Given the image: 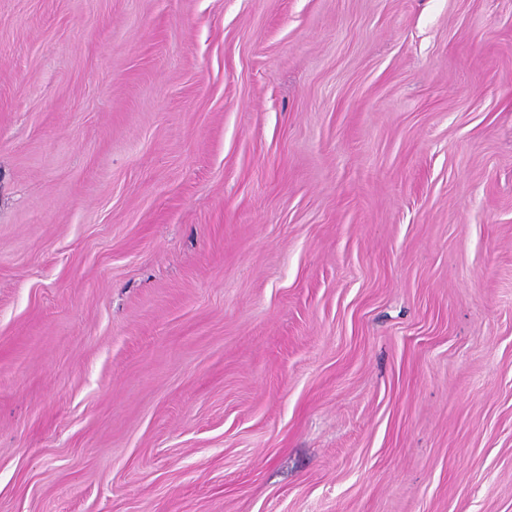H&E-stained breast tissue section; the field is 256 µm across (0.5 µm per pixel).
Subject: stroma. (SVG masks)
<instances>
[{
    "mask_svg": "<svg viewBox=\"0 0 512 512\" xmlns=\"http://www.w3.org/2000/svg\"><path fill=\"white\" fill-rule=\"evenodd\" d=\"M0 512H512V0H0Z\"/></svg>",
    "mask_w": 512,
    "mask_h": 512,
    "instance_id": "1",
    "label": "stroma"
}]
</instances>
